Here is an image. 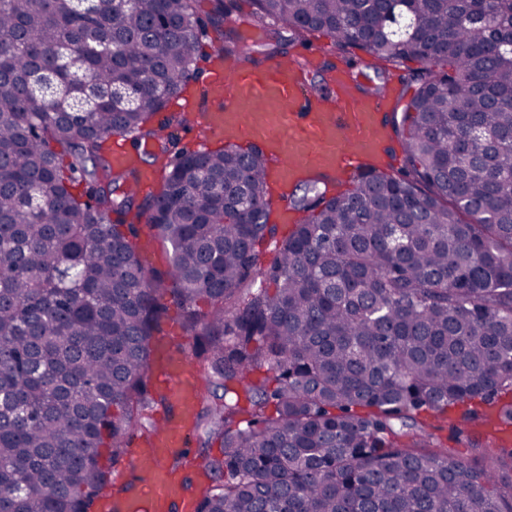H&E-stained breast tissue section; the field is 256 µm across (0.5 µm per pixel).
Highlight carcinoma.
Returning a JSON list of instances; mask_svg holds the SVG:
<instances>
[{"mask_svg":"<svg viewBox=\"0 0 512 512\" xmlns=\"http://www.w3.org/2000/svg\"><path fill=\"white\" fill-rule=\"evenodd\" d=\"M0 0V512H98L100 464L147 438L167 295L192 370L224 394L191 428L220 453L194 512H512V0H407L413 26L381 37L386 0H251L255 28L388 63L416 62L385 125L395 176L366 165L326 197L309 178L288 235L269 223L260 149L177 148L165 110L212 28L253 62L234 0ZM115 135L153 146L162 190H129ZM89 181L84 192L77 185ZM171 247L138 257V225ZM266 260H261V257ZM459 411L462 461L424 441ZM140 247L139 256L143 265L148 269L165 270L169 262V254L166 246L160 242L153 240L148 235L147 228L140 225ZM146 243L147 248H142L141 245Z\"/></svg>","mask_w":512,"mask_h":512,"instance_id":"cac0c4a2","label":"carcinoma"}]
</instances>
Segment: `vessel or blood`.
<instances>
[{"instance_id":"obj_1","label":"vessel or blood","mask_w":512,"mask_h":512,"mask_svg":"<svg viewBox=\"0 0 512 512\" xmlns=\"http://www.w3.org/2000/svg\"><path fill=\"white\" fill-rule=\"evenodd\" d=\"M206 74L208 105L200 126L225 144L242 148L258 144L277 159L269 197V214L277 223L297 221L285 202L297 173L356 171L377 156L385 136L384 102L351 92L352 75L345 68H337L330 77L335 86L330 105L303 96V73L289 63L244 67L214 49ZM155 370L172 409L150 443L134 441L129 452V464L139 473L145 491L105 495V512H192L183 478L170 461L188 448V423L199 386L189 374L186 352L160 351Z\"/></svg>"}]
</instances>
